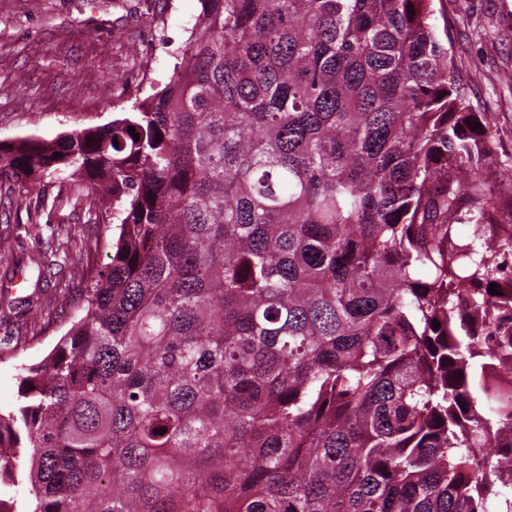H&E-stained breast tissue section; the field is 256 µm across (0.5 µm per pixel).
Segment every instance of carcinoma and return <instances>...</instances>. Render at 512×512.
<instances>
[{"mask_svg": "<svg viewBox=\"0 0 512 512\" xmlns=\"http://www.w3.org/2000/svg\"><path fill=\"white\" fill-rule=\"evenodd\" d=\"M430 2L201 0L163 88L0 142V172L79 175L120 226L0 414L31 512H490L512 488V395L485 385L512 374V193Z\"/></svg>", "mask_w": 512, "mask_h": 512, "instance_id": "cac0c4a2", "label": "carcinoma"}]
</instances>
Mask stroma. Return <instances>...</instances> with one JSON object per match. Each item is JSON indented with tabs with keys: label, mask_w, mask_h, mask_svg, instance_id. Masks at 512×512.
Here are the masks:
<instances>
[{
	"label": "stroma",
	"mask_w": 512,
	"mask_h": 512,
	"mask_svg": "<svg viewBox=\"0 0 512 512\" xmlns=\"http://www.w3.org/2000/svg\"><path fill=\"white\" fill-rule=\"evenodd\" d=\"M432 23L471 111L488 115L487 179L512 187V0H432ZM200 0H0V140L101 126L167 80ZM112 199L78 176L0 175V413L21 365L41 361L105 273Z\"/></svg>",
	"instance_id": "35a3bbf8"
}]
</instances>
